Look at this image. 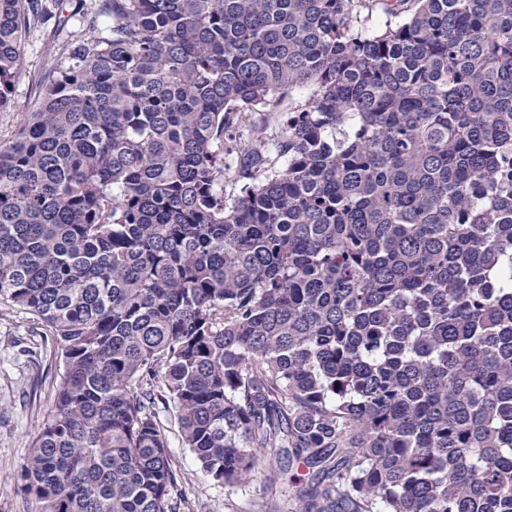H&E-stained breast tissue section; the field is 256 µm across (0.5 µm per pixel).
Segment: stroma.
Masks as SVG:
<instances>
[{
    "mask_svg": "<svg viewBox=\"0 0 512 512\" xmlns=\"http://www.w3.org/2000/svg\"><path fill=\"white\" fill-rule=\"evenodd\" d=\"M54 44L49 27L27 40L26 69L14 83L12 108L0 113V131L20 123L33 104L32 77L51 64ZM62 373L63 364L50 328L25 311L0 301V512L35 510L22 489L21 475L33 439L51 410ZM156 410L177 479L173 494L177 512H288L279 496L264 492L267 458L259 459L244 486L226 488L203 473L193 455L182 447L172 409L160 404Z\"/></svg>",
    "mask_w": 512,
    "mask_h": 512,
    "instance_id": "1",
    "label": "stroma"
}]
</instances>
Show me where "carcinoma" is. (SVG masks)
<instances>
[{"mask_svg": "<svg viewBox=\"0 0 512 512\" xmlns=\"http://www.w3.org/2000/svg\"><path fill=\"white\" fill-rule=\"evenodd\" d=\"M54 6L0 0V112L61 36L0 136V301L64 364L37 512H170L160 399L218 483L311 470L296 512H512V0ZM54 44L52 23L36 32L25 44L26 71L16 79L12 100L13 107L7 112L0 113V131L8 132L20 123L24 112H28L35 98V87L32 80L34 73H41L54 59Z\"/></svg>", "mask_w": 512, "mask_h": 512, "instance_id": "1", "label": "carcinoma"}]
</instances>
